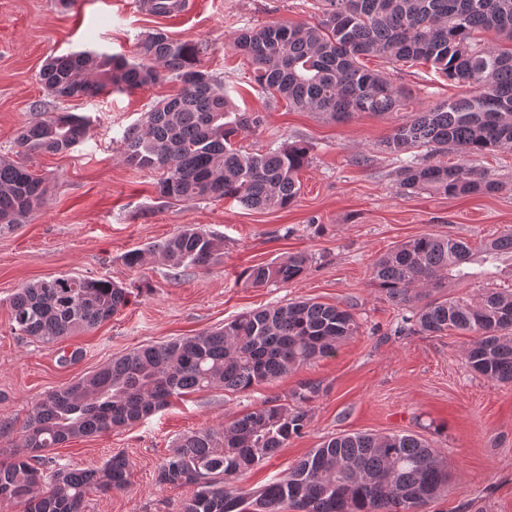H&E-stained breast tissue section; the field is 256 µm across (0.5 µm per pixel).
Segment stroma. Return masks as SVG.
Instances as JSON below:
<instances>
[{
  "label": "stroma",
  "instance_id": "obj_1",
  "mask_svg": "<svg viewBox=\"0 0 512 512\" xmlns=\"http://www.w3.org/2000/svg\"><path fill=\"white\" fill-rule=\"evenodd\" d=\"M319 14L318 0H191L188 12L174 19L143 10L140 0H73L69 7L60 0H0V159H15L18 133L39 108H62L91 122L89 138L72 150L26 157L29 169L46 180V200L27 223L0 232V424L9 426L0 433V461L18 444V429L40 398L134 348L194 336L243 312L298 299L349 307L360 325L333 356L255 390L198 391L136 426L54 449L53 457L73 469L102 465L117 453L131 461L130 486L93 498L87 512H179L189 489L156 481L176 440L221 428L267 401L293 405L305 385L315 388L306 428L246 475L245 488L287 478L311 449L341 433H413L438 449L451 473L447 492L424 512H512V384L467 371L461 359L466 336L399 333L408 309L370 279L373 262L411 237L447 235L476 251L511 229L512 148L473 159L503 182L495 194L403 195L400 163L381 150V140L413 113L466 90L430 65L369 56L366 67L390 74L405 91L404 107L334 123L250 87L246 62L231 45L236 31L314 22ZM158 30L194 45L200 65L223 81L235 103L264 115L259 131L238 136L242 151L309 147L297 203L252 210L224 199L173 202L157 192L159 172L123 161L124 131L158 100L177 94V82L65 102L48 96L39 82L47 58L95 50L132 59L138 42ZM188 225L223 236L222 264L177 273L151 256L140 268L125 265L126 252ZM300 251L311 263L294 282L252 288L238 279L245 267ZM63 274L108 276L129 288L131 301L93 331L53 347L19 335L10 321L11 296L23 284ZM75 349L81 355L74 360Z\"/></svg>",
  "mask_w": 512,
  "mask_h": 512
}]
</instances>
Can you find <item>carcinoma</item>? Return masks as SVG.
Returning <instances> with one entry per match:
<instances>
[{
  "instance_id": "obj_1",
  "label": "carcinoma",
  "mask_w": 512,
  "mask_h": 512,
  "mask_svg": "<svg viewBox=\"0 0 512 512\" xmlns=\"http://www.w3.org/2000/svg\"><path fill=\"white\" fill-rule=\"evenodd\" d=\"M315 23L270 22L245 27L233 46L252 69L258 89L290 109L345 122L361 112L384 114L403 106L392 79L369 70L362 56L395 63L422 62L449 81L473 88L416 112L384 140L401 163L400 186L408 194L448 196L491 193L503 185L469 165L467 157L512 147V48L490 46L479 34L494 32L512 42V0H321ZM141 61L123 55L80 51L51 57L39 79L58 100L95 97L109 89L133 91L171 79L180 92L157 101L143 123L121 139L124 161L159 170V194L175 201L233 199L257 210L297 202L299 172L309 164L302 143L243 154L234 140L256 132L259 112L240 111L224 86L197 60L198 50L157 31L137 45ZM87 117L44 112L19 133V153L59 154L83 142ZM426 148L449 150L460 161L401 155ZM44 180L15 160H0V231L24 224L44 203ZM174 269L201 270L222 263L224 238L190 226L124 256L134 269L146 254ZM484 262L512 258V230L489 240ZM476 261L462 240L422 234L381 255L371 267L373 284L391 301L414 307L401 333L470 337L463 350L470 372L512 383V290L485 288L481 297H450L443 289L466 276ZM310 264L304 252L243 269L247 286L285 285ZM131 292L108 277L60 275L19 288L9 302L13 329L45 345L91 331L129 303ZM359 329L350 309L310 300L249 311L196 336L144 346L39 400L20 428V448L0 462V505L17 512H86L91 496L124 490L132 463L123 455L97 467L71 469L49 452L77 438L137 424L175 397L220 388L245 392L312 360L329 357ZM305 385L286 406L267 402L224 423L182 435L160 465L157 481L188 487L180 512H422L448 488V464L414 434L346 433L312 449L288 478L249 492L239 485L254 466L274 456L307 426Z\"/></svg>"
}]
</instances>
